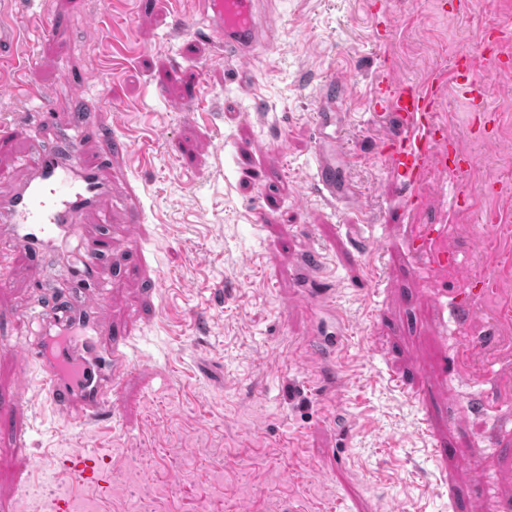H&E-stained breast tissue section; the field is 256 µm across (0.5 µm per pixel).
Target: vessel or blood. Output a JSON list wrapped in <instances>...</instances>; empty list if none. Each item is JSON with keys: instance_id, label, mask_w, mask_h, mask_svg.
<instances>
[{"instance_id": "vessel-or-blood-1", "label": "vessel or blood", "mask_w": 512, "mask_h": 512, "mask_svg": "<svg viewBox=\"0 0 512 512\" xmlns=\"http://www.w3.org/2000/svg\"><path fill=\"white\" fill-rule=\"evenodd\" d=\"M168 7L188 27L204 25L210 38L223 45L225 61L245 66L275 47L280 21L263 0H196L189 11L182 0H168ZM20 32L18 24L0 22V93L22 90L29 101L39 104L42 118L48 122L53 116L50 96L37 83L32 69L18 66ZM454 59V86L469 100L472 111H483L482 86L474 74L469 50H457ZM347 86L342 78L330 77L320 83L321 106L312 114L318 131L335 125V113L324 111L323 106ZM438 96L437 84L407 81L384 91L376 100L378 110L399 123V135L387 150L389 170L412 192L429 170L445 177L470 170L476 162L468 154H451L448 130L436 119ZM82 130V125L71 126L65 134L66 149L56 153L34 151L9 173L13 187L0 196V264H5L16 250L38 257L48 254L70 266L76 282L88 289L90 304L79 311L32 310L30 317L38 332L22 347L27 358L39 366L46 405L66 423L87 427L115 415L117 391L129 362L127 341L118 330L111 333L106 355H99L95 314L97 306L105 303L107 290L94 276L93 257L79 256L68 249L78 233V216L96 210L100 200L112 191L98 166L83 158ZM313 155L317 191L331 201L350 195L348 157L337 156L319 144ZM434 155L439 161L433 167L429 159ZM446 235L443 224L414 225L409 252L417 258L429 257L431 272L440 273L453 262L442 244ZM59 462L90 482L102 480L106 472L103 460L82 448L64 449Z\"/></svg>"}]
</instances>
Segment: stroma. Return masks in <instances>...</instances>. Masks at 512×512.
I'll return each instance as SVG.
<instances>
[{
  "mask_svg": "<svg viewBox=\"0 0 512 512\" xmlns=\"http://www.w3.org/2000/svg\"><path fill=\"white\" fill-rule=\"evenodd\" d=\"M276 52L249 74L224 50L184 32L165 0H12L27 23L40 10L54 33L28 26L21 61L53 98L41 123L24 97H0L15 122L0 136V170L34 143L57 148L74 113L94 122L83 151L109 156L104 175L146 212L138 246L113 238L117 210L81 219L99 277L112 290L98 320L127 338L131 369L120 423L71 426L44 406L39 369L17 347L36 303L82 300L53 258L16 254L0 274V399L27 400L0 422V512L31 489L63 486L78 512H473L512 499V70L483 51L491 27L512 26V0H272ZM472 53L486 105L504 133L475 138L450 67ZM201 76L202 105L188 88ZM350 80L331 109L336 150L354 157L355 198L330 202L312 183L318 84ZM441 79L437 115L470 171L429 177L409 210L383 142L396 122L373 117L385 84ZM132 139L134 153L115 149ZM411 224H444L455 258L434 298L407 251ZM377 236L372 255L350 235ZM314 246L316 287L335 288L367 355L327 405L304 356L337 319L301 310L290 268ZM378 278L375 294L362 286ZM462 342L472 354L449 356ZM27 425L25 445L13 431ZM103 457L102 483L56 469L61 448Z\"/></svg>",
  "mask_w": 512,
  "mask_h": 512,
  "instance_id": "1",
  "label": "stroma"
}]
</instances>
